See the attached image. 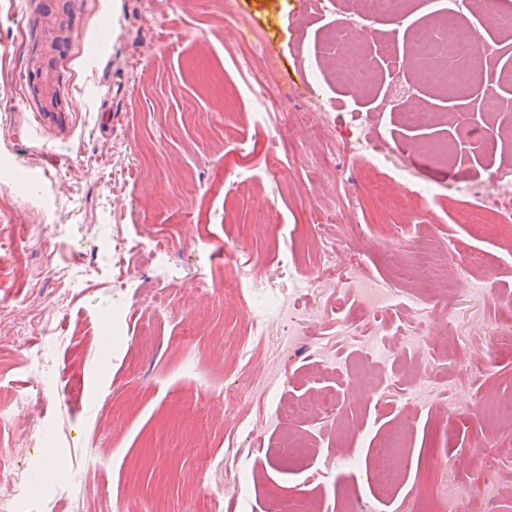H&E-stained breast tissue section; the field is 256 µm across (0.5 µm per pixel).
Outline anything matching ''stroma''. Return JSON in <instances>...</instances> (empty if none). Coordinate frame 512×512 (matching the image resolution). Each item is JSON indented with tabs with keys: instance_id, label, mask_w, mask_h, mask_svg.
Segmentation results:
<instances>
[{
	"instance_id": "obj_1",
	"label": "stroma",
	"mask_w": 512,
	"mask_h": 512,
	"mask_svg": "<svg viewBox=\"0 0 512 512\" xmlns=\"http://www.w3.org/2000/svg\"><path fill=\"white\" fill-rule=\"evenodd\" d=\"M447 5L408 0L403 22L372 24L359 57L373 78L357 90L334 53L358 0H71L37 77L59 2L0 0V438L12 485L53 482L35 512H287L301 491L314 512H512V427L486 416L512 399V237L480 208L512 201L497 132L512 121V31L485 32L489 60L464 94L443 91L408 55ZM36 79L62 101L55 124L39 122ZM408 110L434 121L404 127ZM364 134L384 163L350 152ZM435 141L451 155L422 161ZM48 150L60 167L43 169ZM31 172L44 192L26 188ZM145 231L173 279L146 263L115 287L104 241ZM424 242L448 251L447 283L420 285L426 316H384L395 360L371 391L372 360L341 333L345 267L357 256L385 278ZM465 259L493 300H470ZM251 275L305 310V334L271 319L244 356ZM402 324L435 350H400ZM313 392L315 421L267 423L272 398ZM395 429L384 486L367 468ZM290 438L313 448L296 456Z\"/></svg>"
}]
</instances>
